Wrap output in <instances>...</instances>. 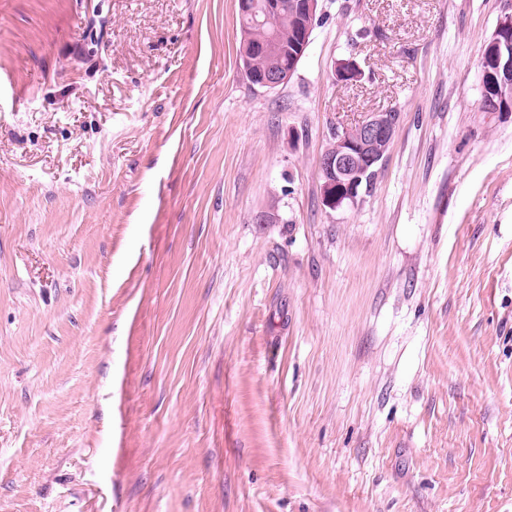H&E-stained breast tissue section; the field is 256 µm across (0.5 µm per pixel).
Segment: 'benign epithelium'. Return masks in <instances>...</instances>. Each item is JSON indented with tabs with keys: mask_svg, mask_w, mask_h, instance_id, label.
I'll return each instance as SVG.
<instances>
[{
	"mask_svg": "<svg viewBox=\"0 0 512 512\" xmlns=\"http://www.w3.org/2000/svg\"><path fill=\"white\" fill-rule=\"evenodd\" d=\"M318 0H294L290 10L296 24L298 50L309 46ZM281 10L279 0H239L242 15L256 17ZM292 67H279L258 71L253 79L258 87L274 90L285 84ZM481 79L494 80L497 96L485 102L489 112H504V105L512 101V13L500 17L492 38L485 45L480 70ZM400 123L398 112H371L350 125H338L328 148L319 163L321 190L324 204L330 209L355 204L358 189L370 169L382 167L394 134Z\"/></svg>",
	"mask_w": 512,
	"mask_h": 512,
	"instance_id": "obj_1",
	"label": "benign epithelium"
}]
</instances>
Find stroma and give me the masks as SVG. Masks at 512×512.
Masks as SVG:
<instances>
[{"instance_id":"stroma-1","label":"stroma","mask_w":512,"mask_h":512,"mask_svg":"<svg viewBox=\"0 0 512 512\" xmlns=\"http://www.w3.org/2000/svg\"><path fill=\"white\" fill-rule=\"evenodd\" d=\"M318 5L267 91L237 0H0V512H512V0ZM480 75L482 81L492 77L497 92V96L485 102L487 111L508 112L505 105L512 101V13L500 17L485 45ZM295 68L293 67H279V68H271L258 71L253 73V79L258 87L264 88L266 90H274L279 86L285 84ZM400 113L370 112L350 125H337L328 148L319 163L324 204L335 210L344 204H355L358 189L370 169H381Z\"/></svg>"}]
</instances>
